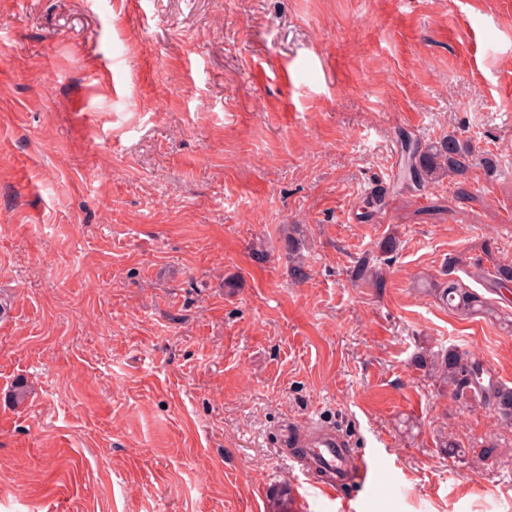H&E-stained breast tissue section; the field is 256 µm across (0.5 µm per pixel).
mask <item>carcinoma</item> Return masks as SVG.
I'll use <instances>...</instances> for the list:
<instances>
[{
	"label": "carcinoma",
	"instance_id": "1",
	"mask_svg": "<svg viewBox=\"0 0 512 512\" xmlns=\"http://www.w3.org/2000/svg\"><path fill=\"white\" fill-rule=\"evenodd\" d=\"M406 159L397 173L392 190L421 189L447 172L464 174L471 167L472 152L453 135L421 146L404 138ZM492 277L495 285L506 287L512 282V265L499 264L492 273L480 268L474 277ZM439 300L457 313L477 315L494 312L493 304L464 281L448 272V280L437 288ZM429 373L448 386L452 399L463 407H488L495 413L498 426L512 432V387L488 380L480 361L470 352L450 348L421 360Z\"/></svg>",
	"mask_w": 512,
	"mask_h": 512
}]
</instances>
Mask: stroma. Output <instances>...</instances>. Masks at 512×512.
<instances>
[{"mask_svg": "<svg viewBox=\"0 0 512 512\" xmlns=\"http://www.w3.org/2000/svg\"><path fill=\"white\" fill-rule=\"evenodd\" d=\"M405 133L477 162L365 219ZM451 260L512 264V0H0V512H264L312 418L373 485L298 512H512L415 364L512 386V286L460 315ZM448 280L444 281L439 288V300L456 311L460 315H477L494 312L493 304L474 291L464 281L453 277V272L448 270Z\"/></svg>", "mask_w": 512, "mask_h": 512, "instance_id": "obj_1", "label": "stroma"}]
</instances>
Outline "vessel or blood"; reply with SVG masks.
I'll list each match as a JSON object with an SVG mask.
<instances>
[{"label": "vessel or blood", "instance_id": "b4317fda", "mask_svg": "<svg viewBox=\"0 0 512 512\" xmlns=\"http://www.w3.org/2000/svg\"><path fill=\"white\" fill-rule=\"evenodd\" d=\"M280 446L287 449L291 468L313 476V488L326 496H334L343 487L371 482V466L361 456L346 454L332 428L311 424L307 431L283 425Z\"/></svg>", "mask_w": 512, "mask_h": 512}]
</instances>
